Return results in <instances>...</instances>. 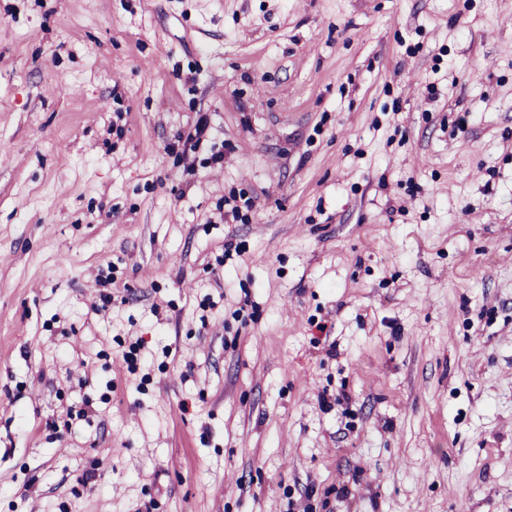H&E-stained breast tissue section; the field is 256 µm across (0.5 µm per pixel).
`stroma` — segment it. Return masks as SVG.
Wrapping results in <instances>:
<instances>
[{
	"label": "stroma",
	"instance_id": "1",
	"mask_svg": "<svg viewBox=\"0 0 512 512\" xmlns=\"http://www.w3.org/2000/svg\"><path fill=\"white\" fill-rule=\"evenodd\" d=\"M0 512H512V0H0Z\"/></svg>",
	"mask_w": 512,
	"mask_h": 512
}]
</instances>
